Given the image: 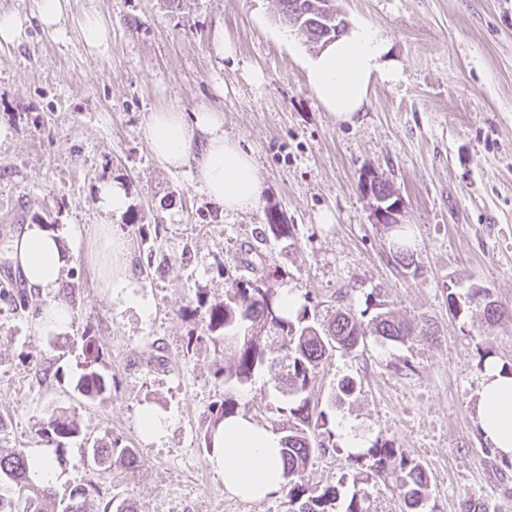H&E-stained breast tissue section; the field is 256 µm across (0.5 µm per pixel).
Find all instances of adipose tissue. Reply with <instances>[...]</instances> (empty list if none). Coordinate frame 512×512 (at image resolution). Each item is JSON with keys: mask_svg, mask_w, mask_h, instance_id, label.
Segmentation results:
<instances>
[{"mask_svg": "<svg viewBox=\"0 0 512 512\" xmlns=\"http://www.w3.org/2000/svg\"><path fill=\"white\" fill-rule=\"evenodd\" d=\"M68 0H36L33 16L0 12V42L19 43L27 29L61 33ZM387 46L368 26L356 25L305 62L307 84L337 122L351 123L362 112L376 81H396L398 70L386 64ZM145 136L151 152L164 168L193 163L195 179L214 200L231 212L257 207L262 182L250 151L224 135V115L209 107L185 113L179 106L150 113ZM79 248L83 234L70 226L58 234L41 224L26 225L6 245L9 259L19 266L30 292L44 294L57 288L65 259L61 239ZM93 257L113 297L139 305L129 286L123 238L104 231ZM479 426L496 450L512 457V376L488 365L478 393ZM211 467L221 476L224 491L260 503L279 494L286 482L280 457L281 435L244 414L226 417L212 434Z\"/></svg>", "mask_w": 512, "mask_h": 512, "instance_id": "1", "label": "adipose tissue"}]
</instances>
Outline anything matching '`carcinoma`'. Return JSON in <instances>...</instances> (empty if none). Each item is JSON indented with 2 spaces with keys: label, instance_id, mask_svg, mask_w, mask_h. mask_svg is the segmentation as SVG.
<instances>
[{
  "label": "carcinoma",
  "instance_id": "cac0c4a2",
  "mask_svg": "<svg viewBox=\"0 0 512 512\" xmlns=\"http://www.w3.org/2000/svg\"><path fill=\"white\" fill-rule=\"evenodd\" d=\"M280 20L296 28L313 44L324 39H336V27L343 19L330 0H278ZM394 256L403 264L413 263L409 245L402 235V226L386 224ZM280 294L270 285V275L255 279H239L225 292L224 304L206 312V329L210 333L224 332V346L234 349V363L218 371L226 382L245 383L263 369L268 360L265 336L272 333L280 342L285 373L282 384L287 393V430L282 435L281 456L285 471L288 502L291 512H334L338 499L336 488L322 492L310 488L305 479L308 462L315 449L330 447V441L320 436H332L328 428L329 416L316 410L305 393L308 392L321 366L337 348L351 350L364 339L367 332L390 341L405 342L413 336L412 329L398 321L392 312L375 302L376 310L369 322H364L349 308L337 309L333 318L324 322L311 310L310 299H305L295 315L281 312ZM482 310L486 322L496 324L503 314L502 304L493 299L487 288L473 286L465 297L448 294V309L459 315L470 308ZM247 324L242 336L234 334L242 324ZM85 361L83 373L77 383L79 393L90 399H105L112 393V379L97 367L98 354L91 337L84 338ZM81 432L79 424L64 415H53L41 428L47 442L60 447L64 440ZM130 460L133 449H86V458L95 466L106 464L114 454ZM373 460L371 468L379 473L392 464L399 472L400 487L405 505L413 510L421 508L429 496V481L424 468L408 459L388 440H378L367 450ZM34 461L23 451L5 453L0 450V512H85V501L90 489L78 487L66 503L56 500L51 486L33 482ZM343 512H369V498L361 487L346 500Z\"/></svg>",
  "mask_w": 512,
  "mask_h": 512
}]
</instances>
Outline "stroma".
Here are the masks:
<instances>
[{
	"mask_svg": "<svg viewBox=\"0 0 512 512\" xmlns=\"http://www.w3.org/2000/svg\"><path fill=\"white\" fill-rule=\"evenodd\" d=\"M347 25L366 24L399 64L376 82L354 123L337 122L310 91L301 64L312 45L282 23L277 0H69L64 34L33 27L0 45V243L25 225L75 224L85 239L111 224L128 242L135 307L111 297L93 259L70 255L59 286L26 309L0 300V448H44L53 414L75 418L79 437L56 459L52 485L68 500L94 484L86 512L119 497L137 512H289L286 493L261 503L224 493L206 448L211 411L224 398L259 424L281 429L286 398L273 372L244 384L217 378L231 350L206 338V309L238 278L246 250L281 267L277 288L312 298L319 313L366 309L372 296L420 329L412 340L366 337L329 356L309 390L334 434L364 447L391 441L429 481L423 512H461L464 500L512 512V468L479 431L484 350L512 367V0H338ZM110 29L106 54L86 47L81 23ZM232 55L219 56L217 41ZM178 104L223 112L224 134L252 150L263 183L258 207L228 213L194 182L192 166L168 170L145 137L151 112ZM375 171L398 194L413 233L414 262L391 256L361 189ZM112 180L130 206L107 217L96 187ZM281 211L288 236L267 233ZM334 221L324 224L322 213ZM479 285L504 307L495 325L453 315L449 293ZM69 325L44 328L49 303ZM93 337L112 395L76 388L83 339ZM358 389L337 407L338 382ZM169 422L154 441L138 428L143 407ZM132 448L134 463L91 468L85 450ZM340 447L315 453L311 488L347 499L357 474Z\"/></svg>",
	"mask_w": 512,
	"mask_h": 512,
	"instance_id": "35a3bbf8",
	"label": "stroma"
}]
</instances>
